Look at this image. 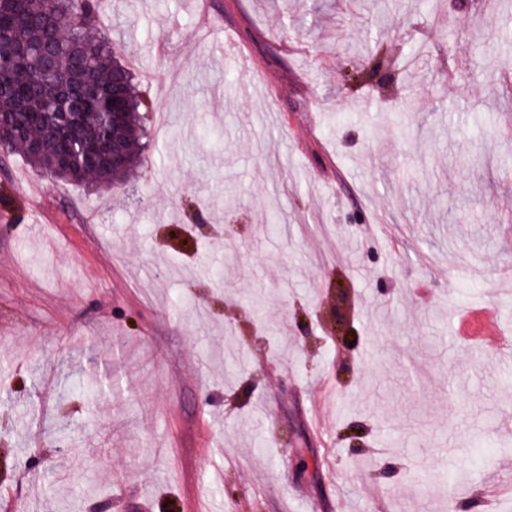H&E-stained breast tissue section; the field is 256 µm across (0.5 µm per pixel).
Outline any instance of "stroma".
<instances>
[{"label":"stroma","instance_id":"1","mask_svg":"<svg viewBox=\"0 0 512 512\" xmlns=\"http://www.w3.org/2000/svg\"><path fill=\"white\" fill-rule=\"evenodd\" d=\"M441 7L101 0L150 145L109 186L0 152L11 512H512V352L456 336L512 338V22Z\"/></svg>","mask_w":512,"mask_h":512}]
</instances>
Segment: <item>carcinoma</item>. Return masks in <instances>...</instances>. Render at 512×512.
I'll use <instances>...</instances> for the list:
<instances>
[{
    "label": "carcinoma",
    "mask_w": 512,
    "mask_h": 512,
    "mask_svg": "<svg viewBox=\"0 0 512 512\" xmlns=\"http://www.w3.org/2000/svg\"><path fill=\"white\" fill-rule=\"evenodd\" d=\"M100 0L0 4V150L73 183L109 184L138 160L140 109L133 74L84 20ZM121 113L126 164L112 169V113Z\"/></svg>",
    "instance_id": "1"
}]
</instances>
